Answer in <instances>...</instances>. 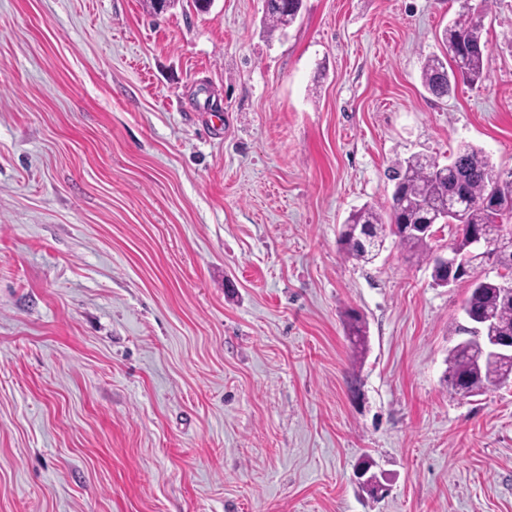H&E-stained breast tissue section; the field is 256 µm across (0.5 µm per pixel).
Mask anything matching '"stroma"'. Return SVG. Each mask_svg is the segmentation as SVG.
<instances>
[{
	"instance_id": "35a3bbf8",
	"label": "stroma",
	"mask_w": 512,
	"mask_h": 512,
	"mask_svg": "<svg viewBox=\"0 0 512 512\" xmlns=\"http://www.w3.org/2000/svg\"><path fill=\"white\" fill-rule=\"evenodd\" d=\"M463 4L0 0V512H512V384L444 380L467 283L338 245L395 160L512 170V0L421 83ZM302 0H281L280 4L266 10L265 23L267 29L273 32L292 24L301 9ZM480 13L470 8L457 15L443 30V59L428 57L421 70L425 90L433 97H448L458 80L474 84L484 78L485 41L482 17L489 10L491 0H479ZM449 59V62H448ZM347 336L354 354L361 356L367 348L366 324L355 311L347 313Z\"/></svg>"
}]
</instances>
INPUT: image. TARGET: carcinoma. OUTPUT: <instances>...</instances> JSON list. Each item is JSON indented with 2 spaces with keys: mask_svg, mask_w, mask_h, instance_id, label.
Here are the masks:
<instances>
[{
  "mask_svg": "<svg viewBox=\"0 0 512 512\" xmlns=\"http://www.w3.org/2000/svg\"><path fill=\"white\" fill-rule=\"evenodd\" d=\"M491 0H480L481 10L459 13L443 30V57H428L421 70L425 90L437 99L451 94L458 81L469 84L484 78L485 41L482 17ZM302 0H281L266 10L265 23L271 32L292 24L301 9ZM438 161L416 154L396 160L389 180L393 190L387 208L364 205L352 211L339 236L341 250L358 262L369 264L375 259L374 249L385 244L388 236L399 238V245L410 255L431 261L429 238L416 233L412 224H427L443 211L448 199L463 195L469 206L457 218L459 224L451 230L450 247L459 252L474 268L491 260L512 261V230L503 224L512 218V172L503 177L496 172L484 152L469 144L459 147L448 176L436 172ZM494 199L507 212L496 223L493 211L485 204ZM482 229L493 245L490 253L475 252L468 246V233ZM467 301L486 319V325L500 336H512V299H504L500 284L495 280L480 279L468 286ZM347 336L354 354L362 355L367 348L366 324L355 311L347 313ZM448 387L463 397L480 394L497 384L512 380V367L497 359L476 360L466 351L452 348L448 351Z\"/></svg>",
  "mask_w": 512,
  "mask_h": 512,
  "instance_id": "cac0c4a2",
  "label": "carcinoma"
}]
</instances>
